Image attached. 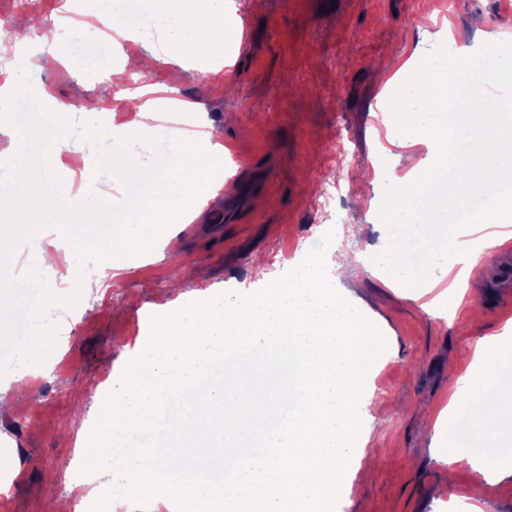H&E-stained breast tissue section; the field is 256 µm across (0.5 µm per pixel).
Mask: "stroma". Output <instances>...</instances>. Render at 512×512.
<instances>
[{"label":"stroma","instance_id":"35a3bbf8","mask_svg":"<svg viewBox=\"0 0 512 512\" xmlns=\"http://www.w3.org/2000/svg\"><path fill=\"white\" fill-rule=\"evenodd\" d=\"M161 0H142L130 15L125 0H32L24 17L31 26L26 47L54 53L52 69L38 79L40 101L77 120L109 112L119 98L138 120V108L154 106L156 89L166 99L195 104L182 115L187 129H213L224 145V181L233 195L218 192L209 206L172 227L178 251L159 248L151 257H116L110 266L88 268L95 287L71 308L44 313L42 321L65 329L67 339L44 354L39 379L15 383L11 408L0 410V436L15 446L0 461V512H58L79 478L83 436L100 412L111 380L136 356L159 307L178 308L202 293L258 290L304 258L326 230L334 249L355 262L341 280L383 334L387 348L368 382L376 403L363 421L362 451L354 452L337 512H512V477L489 483L488 467L502 463L512 435H485L487 468L467 461L445 465L429 450L440 411L451 394L465 392L468 378L483 371L491 384L512 391V360L493 350L476 355L487 336L512 337V292L500 286L512 271V255L485 247L495 236L512 241V223L464 229L477 257L476 273L457 278L439 267L420 298L391 286L372 258L388 232L379 217L384 182L405 175L426 157L385 119L379 63L392 57L408 78L438 44L476 52L487 35L512 37V0H226L224 15L241 36L210 51L187 49L177 62L127 71V53L143 43L116 36L112 52L97 30L65 27L67 13L94 8L135 18L141 31L178 38ZM349 136L336 165L326 159L335 134ZM51 164L65 195L81 199L93 187L94 162L85 161L71 140L57 143ZM326 181L343 187V223L315 208ZM464 293L460 306L448 292ZM46 409L47 418L25 421L20 405Z\"/></svg>","mask_w":512,"mask_h":512}]
</instances>
